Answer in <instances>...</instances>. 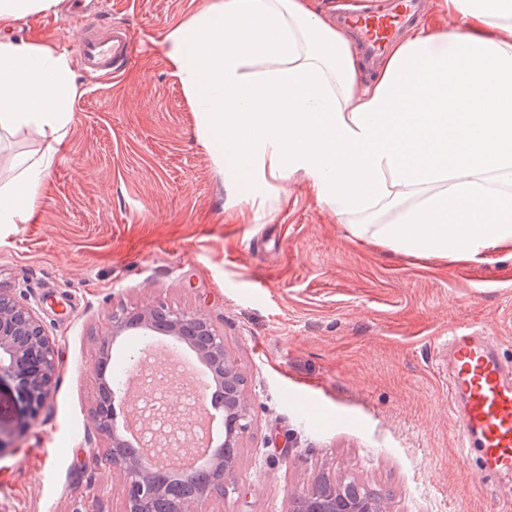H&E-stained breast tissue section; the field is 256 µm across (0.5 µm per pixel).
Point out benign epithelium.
Here are the masks:
<instances>
[{"mask_svg": "<svg viewBox=\"0 0 512 512\" xmlns=\"http://www.w3.org/2000/svg\"><path fill=\"white\" fill-rule=\"evenodd\" d=\"M160 321L174 340L196 342L198 353L216 367V379L224 383V452L204 460L202 469L212 478L211 485L186 497L176 508V512H204L203 506L214 494L223 492L224 479L232 475L238 463L240 438L251 425L250 404L236 364L225 350L224 337L198 311L147 307L114 312L111 335L116 337L134 330L138 336H148ZM57 372L55 344L46 335L34 307L0 293V379L6 376L15 382L20 398L30 410V417H35L52 394ZM125 394L127 390L116 382L100 383L94 418L98 432L108 439L105 461L121 481L124 512H142V503L164 494L166 485L153 472L151 462L156 460L155 451H150L147 461L131 457L114 429L112 400ZM307 495L310 512H388V499L383 495L376 501L351 495L338 501L336 492L325 490L320 482L312 486Z\"/></svg>", "mask_w": 512, "mask_h": 512, "instance_id": "1", "label": "benign epithelium"}]
</instances>
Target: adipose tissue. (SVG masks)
Segmentation results:
<instances>
[{"mask_svg":"<svg viewBox=\"0 0 512 512\" xmlns=\"http://www.w3.org/2000/svg\"><path fill=\"white\" fill-rule=\"evenodd\" d=\"M452 25L418 23L360 82L343 11L311 0H204L164 54L236 200L263 205L302 176L353 239L403 256H512V0H434ZM80 91L37 40L0 42V129L55 134ZM46 145L0 192L22 224L54 163Z\"/></svg>","mask_w":512,"mask_h":512,"instance_id":"adipose-tissue-1","label":"adipose tissue"}]
</instances>
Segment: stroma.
I'll list each match as a JSON object with an SVG mask.
<instances>
[{
    "instance_id": "1",
    "label": "stroma",
    "mask_w": 512,
    "mask_h": 512,
    "mask_svg": "<svg viewBox=\"0 0 512 512\" xmlns=\"http://www.w3.org/2000/svg\"><path fill=\"white\" fill-rule=\"evenodd\" d=\"M202 0H59L0 41L75 42L73 14L112 11L134 34L117 79L73 69L80 95L23 224H0V291L34 305L59 358L35 419L0 380V512H123L94 421L112 313L206 315L246 382L251 427L207 512H290L319 478L353 476L390 512H494L458 446L448 327L480 321L512 358V257L414 260L353 241L290 179L238 209L162 51ZM27 428H20V421ZM288 442L281 455L274 441Z\"/></svg>"
}]
</instances>
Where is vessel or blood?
<instances>
[{"instance_id":"obj_1","label":"vessel or blood","mask_w":512,"mask_h":512,"mask_svg":"<svg viewBox=\"0 0 512 512\" xmlns=\"http://www.w3.org/2000/svg\"><path fill=\"white\" fill-rule=\"evenodd\" d=\"M425 0H393L389 9L364 8L344 16L356 34L355 51L372 70L388 44L417 21ZM134 49L132 34L98 16L83 20L77 47L80 70L95 78L122 74ZM448 396L454 404L458 434L476 450L478 473L491 483L497 512H512V361L481 324L455 320L448 337Z\"/></svg>"}]
</instances>
